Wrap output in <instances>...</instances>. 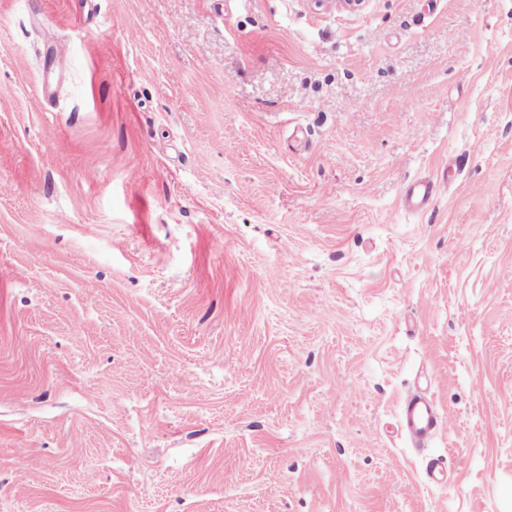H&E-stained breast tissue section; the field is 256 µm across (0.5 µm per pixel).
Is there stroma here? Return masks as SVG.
I'll use <instances>...</instances> for the list:
<instances>
[{"label":"stroma","instance_id":"35a3bbf8","mask_svg":"<svg viewBox=\"0 0 512 512\" xmlns=\"http://www.w3.org/2000/svg\"><path fill=\"white\" fill-rule=\"evenodd\" d=\"M0 90V512H512V0H0ZM440 184L429 179H421L411 183L404 191L403 202L410 210H421L437 195ZM425 388L408 392L400 406L399 422L402 433L413 448L425 450L438 433L449 425V419L439 410Z\"/></svg>","mask_w":512,"mask_h":512}]
</instances>
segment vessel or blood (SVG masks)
<instances>
[{
  "label": "vessel or blood",
  "instance_id": "obj_1",
  "mask_svg": "<svg viewBox=\"0 0 512 512\" xmlns=\"http://www.w3.org/2000/svg\"><path fill=\"white\" fill-rule=\"evenodd\" d=\"M439 185L429 179L411 183L404 191L406 208L421 210L437 195ZM399 422L402 433L413 448L423 450L446 428L448 420L424 388L408 392L400 406Z\"/></svg>",
  "mask_w": 512,
  "mask_h": 512
}]
</instances>
